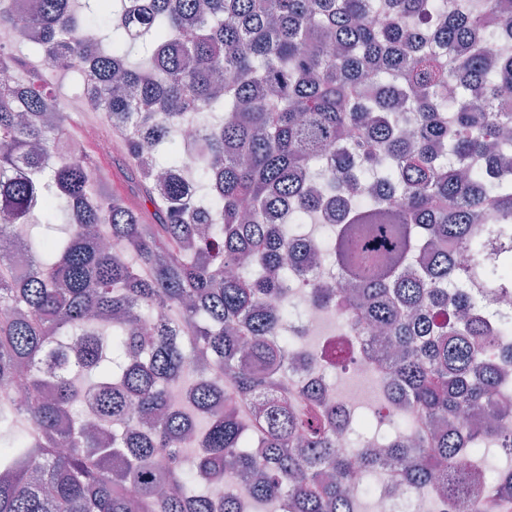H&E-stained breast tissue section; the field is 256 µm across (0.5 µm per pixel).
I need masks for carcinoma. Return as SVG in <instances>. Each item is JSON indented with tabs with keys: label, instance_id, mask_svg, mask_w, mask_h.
<instances>
[{
	"label": "carcinoma",
	"instance_id": "cac0c4a2",
	"mask_svg": "<svg viewBox=\"0 0 512 512\" xmlns=\"http://www.w3.org/2000/svg\"><path fill=\"white\" fill-rule=\"evenodd\" d=\"M75 2L29 18L0 0V29L33 33L28 56L0 52V241L25 260L0 262V512H359L384 468L461 512L512 501V470L486 456H512L495 427L512 342L484 347L512 320L468 290H512L508 11ZM31 55L88 67L128 144L111 157L123 190L70 152ZM421 251L432 263L409 271ZM326 258L341 280L297 282ZM295 288L371 340L404 423L381 451L336 454L335 400L308 412L289 382L313 356ZM474 413L480 428H456Z\"/></svg>",
	"mask_w": 512,
	"mask_h": 512
}]
</instances>
